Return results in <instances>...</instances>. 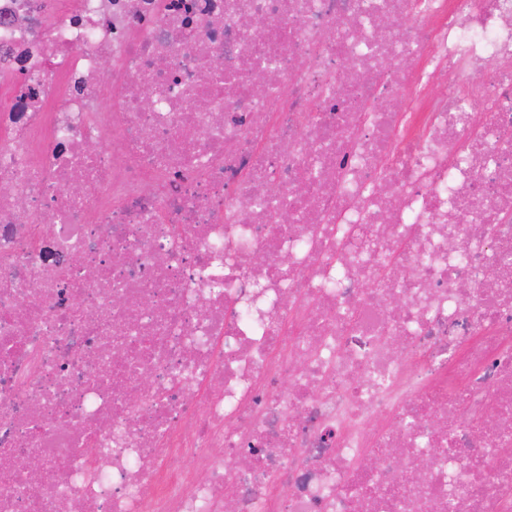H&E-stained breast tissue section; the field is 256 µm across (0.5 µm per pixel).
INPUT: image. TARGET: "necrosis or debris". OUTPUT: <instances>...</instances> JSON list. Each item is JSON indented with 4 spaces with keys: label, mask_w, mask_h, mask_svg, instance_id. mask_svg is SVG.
<instances>
[{
    "label": "necrosis or debris",
    "mask_w": 512,
    "mask_h": 512,
    "mask_svg": "<svg viewBox=\"0 0 512 512\" xmlns=\"http://www.w3.org/2000/svg\"><path fill=\"white\" fill-rule=\"evenodd\" d=\"M0 77V512H512V0H0Z\"/></svg>",
    "instance_id": "4bbe7bcc"
}]
</instances>
